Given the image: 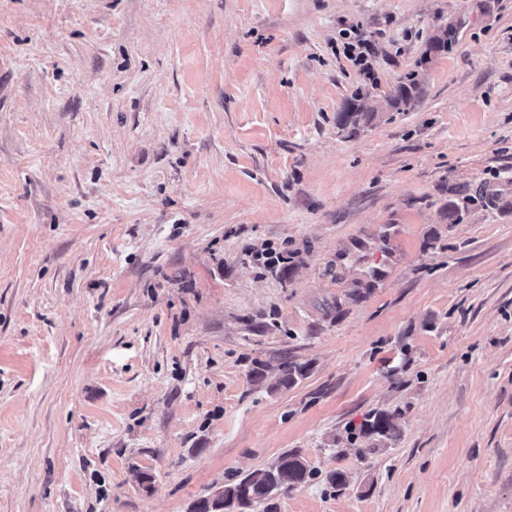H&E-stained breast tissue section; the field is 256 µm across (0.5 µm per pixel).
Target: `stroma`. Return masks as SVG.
Masks as SVG:
<instances>
[{
	"label": "stroma",
	"instance_id": "35a3bbf8",
	"mask_svg": "<svg viewBox=\"0 0 512 512\" xmlns=\"http://www.w3.org/2000/svg\"><path fill=\"white\" fill-rule=\"evenodd\" d=\"M294 449L254 512H512V0H0V512Z\"/></svg>",
	"mask_w": 512,
	"mask_h": 512
}]
</instances>
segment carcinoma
Returning a JSON list of instances; mask_svg holds the SVG:
<instances>
[{"label":"carcinoma","instance_id":"carcinoma-1","mask_svg":"<svg viewBox=\"0 0 512 512\" xmlns=\"http://www.w3.org/2000/svg\"><path fill=\"white\" fill-rule=\"evenodd\" d=\"M366 430L380 436H388L394 431L390 418L383 413L375 415ZM312 476V469L297 451H288L279 457V465L274 469H260L244 477L231 476L224 483L219 500L199 512H253L255 506L283 489H292ZM248 485L252 497L242 498L238 491Z\"/></svg>","mask_w":512,"mask_h":512}]
</instances>
